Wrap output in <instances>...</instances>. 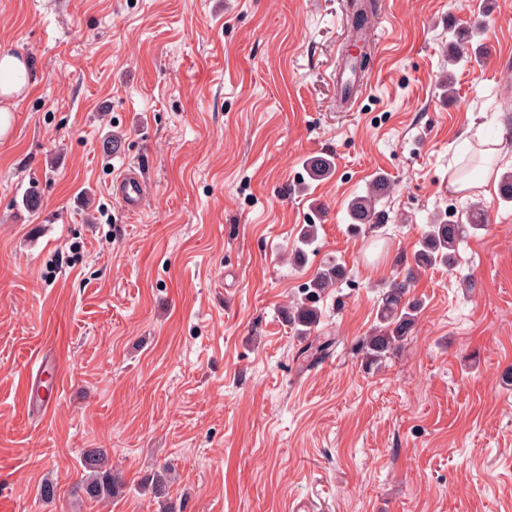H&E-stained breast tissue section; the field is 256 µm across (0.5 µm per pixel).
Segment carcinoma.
<instances>
[{
  "label": "carcinoma",
  "instance_id": "1",
  "mask_svg": "<svg viewBox=\"0 0 512 512\" xmlns=\"http://www.w3.org/2000/svg\"><path fill=\"white\" fill-rule=\"evenodd\" d=\"M385 183L382 178L374 180L363 196L355 197L349 205V214L362 216L365 221L373 219L376 200L385 194L379 189ZM478 213H470L466 222L441 217L426 225L418 242L419 248L413 253L412 263L397 259V265H408L402 279H394L382 289L379 297L378 325L367 336L358 340L356 351L368 365L379 364L391 352L400 347L415 325L421 301L410 296L411 285L416 272L436 265L453 267L459 258V246L465 241L470 230L482 226L477 220ZM343 269L339 264L329 262L319 269L307 288L303 298L284 311L288 323L297 335L308 340L297 352V359L310 365L325 361L332 354L336 344L331 336H311L322 315L317 303L341 280ZM85 468L91 475L80 480V489L93 499L118 498L127 488L123 472L103 463L101 454H91L85 461ZM171 466L160 465L152 474L150 485L154 493L164 495L170 479Z\"/></svg>",
  "mask_w": 512,
  "mask_h": 512
}]
</instances>
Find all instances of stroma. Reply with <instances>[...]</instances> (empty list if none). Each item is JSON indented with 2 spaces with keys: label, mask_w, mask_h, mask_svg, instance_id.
Returning <instances> with one entry per match:
<instances>
[{
  "label": "stroma",
  "mask_w": 512,
  "mask_h": 512,
  "mask_svg": "<svg viewBox=\"0 0 512 512\" xmlns=\"http://www.w3.org/2000/svg\"><path fill=\"white\" fill-rule=\"evenodd\" d=\"M347 2L0 0V45L31 64L0 137V512H512V0H385L348 110ZM455 33L476 61L449 66ZM480 137L494 175L454 191ZM126 165L136 214L112 194ZM378 177L376 225L352 230ZM476 207L490 222L421 272L411 334L366 368L397 257ZM331 260L318 330L339 345L302 369L283 312ZM59 355L45 416L20 385ZM99 449L123 497L78 489ZM162 463L164 498L140 488ZM365 73L354 70L346 61L336 63V88L341 95L342 90L349 92V108L353 107L361 95L365 92L367 82H364ZM112 192L128 213H137L143 206L147 189L144 179L134 170L122 173L112 182ZM381 184H386L385 180L382 178L374 180L369 187L366 195L355 197L349 205V214L352 219L357 216L365 217V223L371 221L374 215V205L376 200L384 195L388 188L384 190H380L379 186Z\"/></svg>",
  "instance_id": "obj_1"
}]
</instances>
